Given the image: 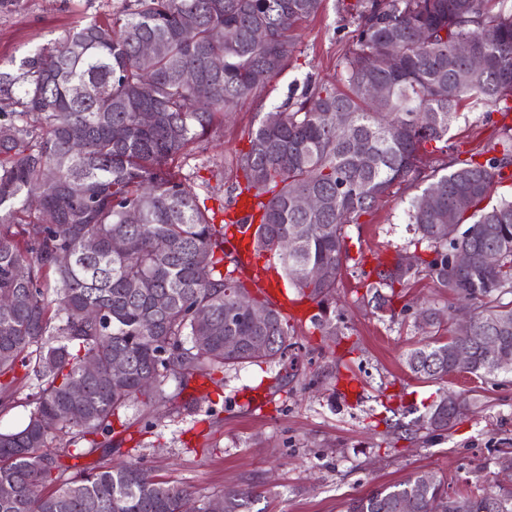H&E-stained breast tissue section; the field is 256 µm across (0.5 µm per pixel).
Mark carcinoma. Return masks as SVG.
<instances>
[{"label":"carcinoma","instance_id":"cac0c4a2","mask_svg":"<svg viewBox=\"0 0 512 512\" xmlns=\"http://www.w3.org/2000/svg\"><path fill=\"white\" fill-rule=\"evenodd\" d=\"M489 2L356 0L346 7L356 24L355 48L342 62L346 90L308 85L251 133L238 159L244 183L233 192L253 194L259 220L230 216L228 223L252 230L253 252L272 253L273 271L297 295L321 308L342 267L363 264L364 256L350 255L349 226L418 171L420 152L445 141L462 102L512 113V94L499 91L512 84V12H495ZM322 5L123 0L119 11L0 71V100L11 107L0 111V298L11 302L0 310V405L14 383L38 382L25 425L0 431V512H182L188 491L149 477L138 462L64 479L62 460L95 452L127 402L166 399L162 385L171 377L183 391L218 369L286 357L288 322L266 299L258 301L269 317L264 326L241 310L238 296L250 294L235 275L242 258L224 252V225L169 162L280 74L296 25ZM258 30L266 42L255 41ZM462 40L488 61L465 81L467 61L455 52ZM147 41L162 50L145 72L138 53ZM213 58L223 62L218 73L208 68ZM186 70L196 73L195 84L182 81ZM372 84L386 87L385 98L369 97ZM149 108L158 120L145 125L140 112ZM502 130L501 157L482 161L475 153L431 174L410 202L416 238L378 264L366 285L381 308L426 272L470 308L467 338L453 331L407 353L418 379L512 373V330L502 333L498 361L481 351L493 323H512V301H502L512 295V200L483 205L512 165V126ZM306 194L321 206L299 208ZM35 196L41 203L33 210ZM88 240L94 249H85ZM464 247L474 260L457 271L448 254ZM487 251L498 256L493 267L481 260ZM226 258L232 269L223 272ZM319 265L335 275L310 280ZM230 336L245 342L229 348ZM461 345L471 351L465 368L456 363ZM118 357L126 371L114 377ZM468 406L445 391L412 426L440 436ZM60 433L66 447H51ZM58 480V489L44 491ZM212 498L223 512H253L260 495L228 489ZM347 512H512V493L450 495L442 476L418 472L351 500Z\"/></svg>","mask_w":512,"mask_h":512}]
</instances>
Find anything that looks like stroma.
Masks as SVG:
<instances>
[{"instance_id": "obj_1", "label": "stroma", "mask_w": 512, "mask_h": 512, "mask_svg": "<svg viewBox=\"0 0 512 512\" xmlns=\"http://www.w3.org/2000/svg\"><path fill=\"white\" fill-rule=\"evenodd\" d=\"M121 5L122 0H17L0 10V68L16 69L35 49ZM354 28L342 0H324L318 14L299 23L282 73L176 158L180 172L206 182L209 208L219 209L241 179L238 156L265 113L276 111L291 89L307 81L335 84L353 47ZM501 136L483 112L461 104L446 146L428 150L418 174L395 185L350 226V253L364 255L366 263L344 267L336 282L340 342L296 321L283 363L224 370L220 387L199 379L182 391L166 381L167 401L158 412L131 402L111 447L79 458L78 466L109 467L132 455L152 476L187 488L196 500L229 488L260 491L256 512H346L352 498L417 472L442 475L452 494L512 490V477L498 465L502 453L512 451V373L449 376L445 387L469 402L458 424L429 441L396 434L388 426L395 410L436 401L443 387L415 379L405 365L407 351L448 333L444 325L419 326L412 308L425 302L448 312L457 300L423 274L403 291L410 311L391 314L369 304L362 285L363 272L413 239L409 204L427 176L475 152L497 156ZM190 398L198 402L191 416L181 409ZM213 401L218 407L212 412Z\"/></svg>"}]
</instances>
